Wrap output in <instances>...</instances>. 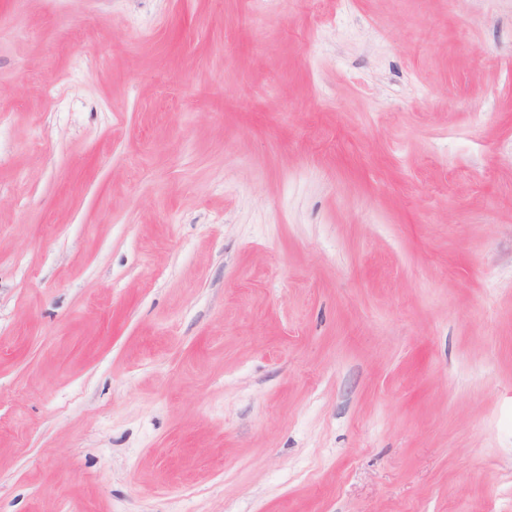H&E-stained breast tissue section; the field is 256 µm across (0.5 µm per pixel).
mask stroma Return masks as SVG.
<instances>
[{"mask_svg": "<svg viewBox=\"0 0 512 512\" xmlns=\"http://www.w3.org/2000/svg\"><path fill=\"white\" fill-rule=\"evenodd\" d=\"M0 512H512V0H0Z\"/></svg>", "mask_w": 512, "mask_h": 512, "instance_id": "stroma-1", "label": "stroma"}]
</instances>
